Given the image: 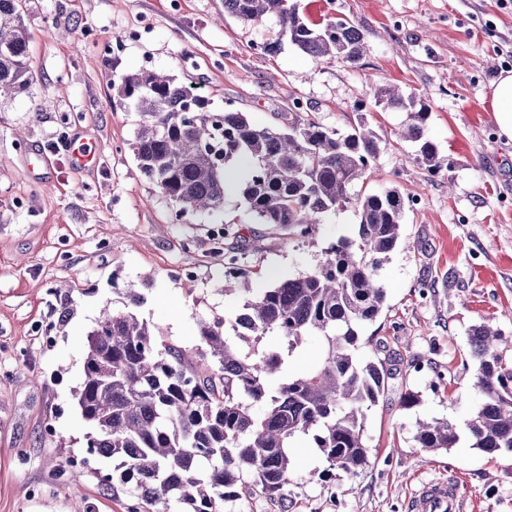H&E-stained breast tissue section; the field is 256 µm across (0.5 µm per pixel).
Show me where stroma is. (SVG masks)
I'll use <instances>...</instances> for the list:
<instances>
[{"label":"stroma","mask_w":512,"mask_h":512,"mask_svg":"<svg viewBox=\"0 0 512 512\" xmlns=\"http://www.w3.org/2000/svg\"><path fill=\"white\" fill-rule=\"evenodd\" d=\"M311 22L346 18L368 50L357 65L318 62L276 41L274 19L225 14L224 0H25L33 84L0 98V512H128L119 460L88 455L77 406L87 335L129 294L141 319L179 347L201 345L200 321L233 322L243 298L221 292L215 238L231 222L254 292L313 271L359 222L354 198L398 189L401 244L380 276L386 306L359 330L399 354L387 393L367 414L365 469L324 481L327 464L306 436L293 444L282 497L243 499L235 512H409L424 484L455 481L473 512H512V452L461 441L421 451L420 420L463 424L480 404L469 364L474 326L512 336V143L498 134L493 82L512 51V0H294ZM152 70L194 88L210 110L246 113L260 127L317 121L341 132L366 124L385 148L350 204L312 234L263 224L236 186L213 213L176 217L129 144L139 116L118 93L126 74ZM422 95L437 172L399 139L405 113L377 106L376 86ZM102 158L70 165L65 144ZM446 382L437 385V373ZM419 401L403 408L405 391ZM90 457L71 476L58 463Z\"/></svg>","instance_id":"obj_1"}]
</instances>
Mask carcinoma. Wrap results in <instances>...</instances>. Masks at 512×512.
<instances>
[{
    "label": "carcinoma",
    "mask_w": 512,
    "mask_h": 512,
    "mask_svg": "<svg viewBox=\"0 0 512 512\" xmlns=\"http://www.w3.org/2000/svg\"><path fill=\"white\" fill-rule=\"evenodd\" d=\"M224 12L243 21L273 18L279 38L315 61L356 65L364 36L340 18L310 23L289 0H224ZM22 0H0V95L24 92L32 78ZM121 96L141 120L131 150L145 177L179 206V213L215 211L224 203L230 174L245 166L241 194L264 224L306 236L322 214L350 202L349 186L367 175L381 152L366 125L346 133L310 121L286 128L259 127L244 112H212L205 99L153 71L124 76ZM376 104L407 113L398 137L415 143L420 166L432 170L437 152L426 138L428 107L413 94L380 85ZM354 238L328 247L318 268L249 294L234 324L224 317L199 323L204 347L189 354L126 307L109 311L87 336L84 376L77 393L91 431L88 451L121 460L124 482H135L139 502L157 512H224V504L262 494L283 495L291 473L289 448L310 437L328 463V478L352 475L368 462L367 412L388 388V359L358 354V329L374 322L386 303L379 270L402 240L405 199L396 189L356 201ZM225 281L242 245L233 224L224 237ZM312 332L324 336L320 363L288 369L290 357ZM502 333L472 329L471 356L481 404L458 427L418 424L426 452L461 439L485 453L512 451V360L500 349ZM263 406L256 415L254 406Z\"/></svg>",
    "instance_id": "1"
}]
</instances>
